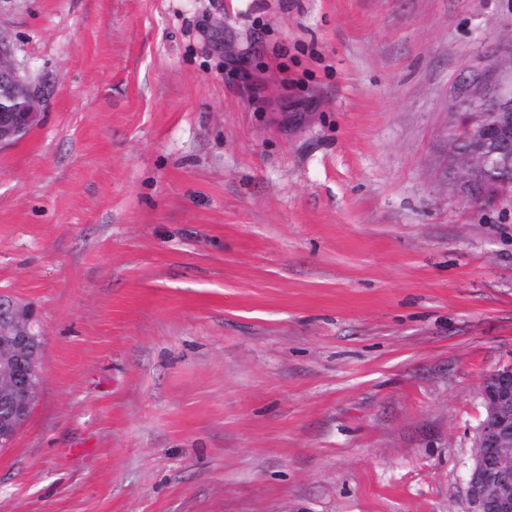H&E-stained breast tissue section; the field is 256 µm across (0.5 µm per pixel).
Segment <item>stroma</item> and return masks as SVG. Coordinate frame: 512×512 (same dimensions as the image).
<instances>
[{
    "label": "stroma",
    "mask_w": 512,
    "mask_h": 512,
    "mask_svg": "<svg viewBox=\"0 0 512 512\" xmlns=\"http://www.w3.org/2000/svg\"><path fill=\"white\" fill-rule=\"evenodd\" d=\"M46 90L0 147L42 385L0 512H471L512 362V197L451 106L512 0H0Z\"/></svg>",
    "instance_id": "obj_1"
}]
</instances>
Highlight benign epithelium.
<instances>
[{
    "mask_svg": "<svg viewBox=\"0 0 512 512\" xmlns=\"http://www.w3.org/2000/svg\"><path fill=\"white\" fill-rule=\"evenodd\" d=\"M502 70L498 56H485L480 80L462 94L479 107L476 117H465V131L482 147L463 152L448 138L451 162L475 203L512 189V80L496 81ZM41 105L40 92L18 73L9 41L0 35V145L23 137L38 121ZM41 340L35 308L0 297V448L12 446L39 393ZM480 398L484 415L468 475L472 512H512V363L486 376Z\"/></svg>",
    "mask_w": 512,
    "mask_h": 512,
    "instance_id": "benign-epithelium-1",
    "label": "benign epithelium"
}]
</instances>
